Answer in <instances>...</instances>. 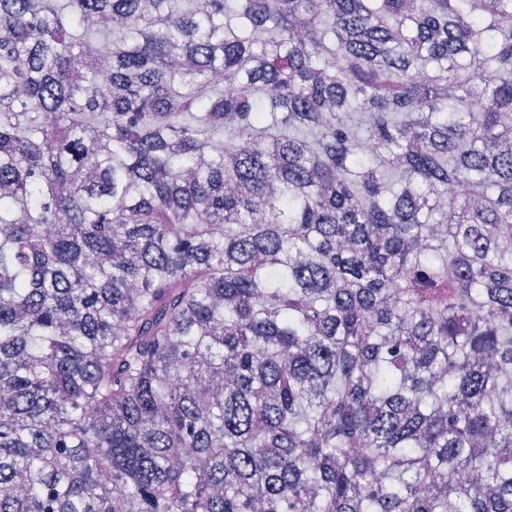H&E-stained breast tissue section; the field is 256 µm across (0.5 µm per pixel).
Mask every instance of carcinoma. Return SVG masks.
Wrapping results in <instances>:
<instances>
[{
	"label": "carcinoma",
	"mask_w": 512,
	"mask_h": 512,
	"mask_svg": "<svg viewBox=\"0 0 512 512\" xmlns=\"http://www.w3.org/2000/svg\"><path fill=\"white\" fill-rule=\"evenodd\" d=\"M184 2L0 0V512H512V0Z\"/></svg>",
	"instance_id": "obj_1"
}]
</instances>
